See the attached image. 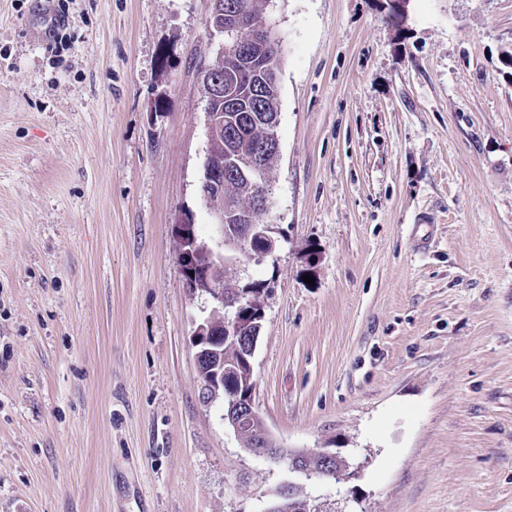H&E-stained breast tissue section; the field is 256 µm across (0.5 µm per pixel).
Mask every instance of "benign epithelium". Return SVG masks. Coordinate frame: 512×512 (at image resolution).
<instances>
[{
  "label": "benign epithelium",
  "instance_id": "obj_1",
  "mask_svg": "<svg viewBox=\"0 0 512 512\" xmlns=\"http://www.w3.org/2000/svg\"><path fill=\"white\" fill-rule=\"evenodd\" d=\"M216 20L207 22L209 30L214 35H224L228 29L235 34L233 49H240L243 53L251 52L252 47L262 44L267 47H276L274 30L260 18H256L246 11L233 9L228 12L214 13ZM203 80L210 87L207 99V144L203 163V172L200 185L201 200L212 211L214 224L219 241L212 246L197 236L193 226V214L190 211L182 213L176 224L172 225V232L181 244L180 266L186 287L193 294L206 295L213 306L209 315L202 320L193 332V346L196 369L202 366L216 353L214 344L224 342V337H239L248 335L247 356L254 357L256 341L262 327V307L255 303L251 297L240 294L235 298L224 296V289L218 286L219 275L224 271V244L228 243L240 252L249 253L256 250L264 256L272 254L276 249V240L270 235L267 224L256 223L253 210L265 213L269 209L271 188L265 179V159L269 154L280 155V141L277 134L278 118L271 121L268 139L259 144L249 165L240 170V174L251 179L256 187L253 208L241 211L238 208H224V172L214 167L211 157H221V147L224 146V113L233 108L235 100L227 90L239 85L244 86L254 97L262 95L264 83L254 81L248 73H231L220 80L214 75L211 68L203 72ZM224 97V111L213 112L210 105L216 94ZM232 214L239 219L240 226L235 234H228L224 227V215ZM203 394L206 399L213 401L224 396V364L217 363L210 366L206 380L202 381ZM256 387L244 391L237 401V412L230 418V424L235 433L257 419L259 412L255 403Z\"/></svg>",
  "mask_w": 512,
  "mask_h": 512
}]
</instances>
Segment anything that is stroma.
Here are the masks:
<instances>
[{"label": "stroma", "instance_id": "obj_1", "mask_svg": "<svg viewBox=\"0 0 512 512\" xmlns=\"http://www.w3.org/2000/svg\"><path fill=\"white\" fill-rule=\"evenodd\" d=\"M212 0H0V512H512V0H262L276 251L253 369L308 478L204 401L172 226ZM312 283H305V276Z\"/></svg>", "mask_w": 512, "mask_h": 512}]
</instances>
